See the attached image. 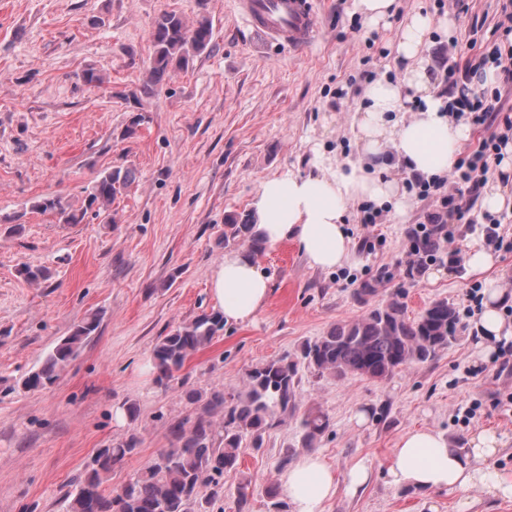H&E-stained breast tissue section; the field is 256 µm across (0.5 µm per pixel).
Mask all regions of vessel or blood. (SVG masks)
Instances as JSON below:
<instances>
[{
	"label": "vessel or blood",
	"instance_id": "obj_1",
	"mask_svg": "<svg viewBox=\"0 0 512 512\" xmlns=\"http://www.w3.org/2000/svg\"><path fill=\"white\" fill-rule=\"evenodd\" d=\"M253 34L301 53L314 45L320 30L315 0H237Z\"/></svg>",
	"mask_w": 512,
	"mask_h": 512
}]
</instances>
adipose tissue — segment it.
I'll list each match as a JSON object with an SVG mask.
<instances>
[{
  "label": "adipose tissue",
  "mask_w": 512,
  "mask_h": 512,
  "mask_svg": "<svg viewBox=\"0 0 512 512\" xmlns=\"http://www.w3.org/2000/svg\"><path fill=\"white\" fill-rule=\"evenodd\" d=\"M432 22L414 14L400 27L395 45L402 65L399 82L372 84L368 104L356 113L355 136L362 145L360 159L347 169H322L316 175L287 173L263 180L253 200L256 230L267 244L293 240L309 264L334 270L351 263V237L345 214L351 202L362 201L378 209L403 214L406 208L401 174L424 179L444 176L460 156L470 129L448 112V98L432 79L430 49ZM484 211L512 215V142L503 147L496 165L495 183L482 201ZM210 290L225 322L251 320L268 301L271 286L254 258L242 250L225 252L212 270ZM475 329L481 341L495 343L512 338V325L504 317V290L489 282ZM500 439L481 431L460 451L443 433L412 429L399 437L385 470L387 483L397 489L459 493V512H469V490L478 488L496 500H512V479L503 478L489 464ZM373 470L357 463L337 479L333 469L315 452L305 454L281 474L279 491L293 512H323L338 484L349 491L365 487Z\"/></svg>",
  "instance_id": "1"
}]
</instances>
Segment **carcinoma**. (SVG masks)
Instances as JSON below:
<instances>
[{"label": "carcinoma", "instance_id": "carcinoma-1", "mask_svg": "<svg viewBox=\"0 0 512 512\" xmlns=\"http://www.w3.org/2000/svg\"><path fill=\"white\" fill-rule=\"evenodd\" d=\"M151 36V66L140 89L147 97L210 46L213 28L204 15L190 24L176 13L165 12L154 19ZM135 180L134 169L113 167L96 177L85 208L74 210L58 196H44L32 202L31 209L54 216L60 224H79L93 209L95 215L114 224L110 207ZM240 244L249 245L255 253L265 250L254 217L248 214L230 216L224 224V246ZM99 323L98 314L90 313L75 325L23 380V388L35 391L53 383ZM458 326L459 314L448 299L432 301L412 318L402 296L397 295L362 316L331 326L303 346L301 358L319 376L386 381L413 363L433 360L456 343ZM223 329V317L203 313L162 337L151 358L158 382L174 380L185 363ZM297 388V364L285 356L252 366L242 389L235 393L227 395L219 387L205 394L187 393L194 415L171 425L169 453L164 459L150 462L112 489L105 487L112 471L137 453L140 438L131 431L112 442V447L97 449L68 496L67 512H207L198 497L200 486H211L213 497L222 492L219 478L238 469L242 449L263 447L269 430L295 416ZM299 426L301 447L313 448L329 430L330 419L320 409L311 408L302 414Z\"/></svg>", "mask_w": 512, "mask_h": 512}]
</instances>
